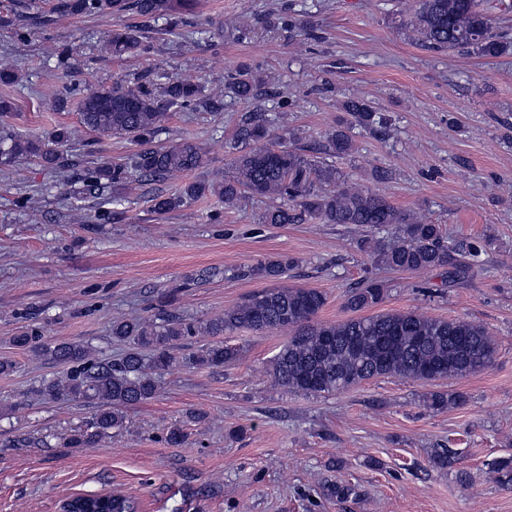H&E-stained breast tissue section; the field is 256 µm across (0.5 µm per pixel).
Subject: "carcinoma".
Segmentation results:
<instances>
[{"label": "carcinoma", "instance_id": "1", "mask_svg": "<svg viewBox=\"0 0 512 512\" xmlns=\"http://www.w3.org/2000/svg\"><path fill=\"white\" fill-rule=\"evenodd\" d=\"M416 9L407 21L413 39L438 52L473 53L495 58L512 50V35L494 26L490 6L483 0H415ZM191 0H61L60 12L71 15H100L133 11L148 19L164 18L170 27L183 23L191 10ZM102 42L114 56L146 49L142 32L117 26L103 32ZM259 77L241 70L231 75L235 97L252 101L260 93ZM199 87L174 78L155 95L143 86L116 82L100 91H87L80 102L83 124L99 133L122 135L140 149L130 164L104 163L83 173L87 191L104 196L112 187L128 186L144 180H165L175 173H189L204 162V148L183 139L157 147L154 138L169 112L198 99ZM349 121L340 122L326 134L321 153L332 158L354 151L351 129L360 127L384 135L389 118L375 111L361 97H349L343 104ZM274 117L252 112L238 127L232 141L225 143L235 153L231 174L220 183L190 182L170 196H156L159 212L177 209L207 194L224 198L233 207L253 198H269L280 204L267 208L264 224H300L308 216H318L326 224L355 226H401L399 239L390 244L373 239L360 242L372 263L397 271L419 272L448 268V277L464 274L465 265L456 258L458 249L448 245L440 225L409 210L392 205L379 192L352 183L326 162L309 159L298 149L260 146L269 135ZM72 132L59 128L52 144L22 139L0 131V167L12 169L22 158L39 156L58 164L56 145L68 142ZM256 147L241 150L242 144ZM296 258L287 254L266 257L247 267L246 274L273 285L247 295L224 315L188 321L160 309L150 317L112 322V339L128 345L116 362L99 357L88 343H47L30 332H21L11 342L30 348L55 363L71 364L62 376L44 378L30 389L39 400H67L88 403L96 411L86 425L70 435V448H89L111 436L123 424L122 408L153 399L159 390V375L175 361V350L194 336H210L213 341L190 355L195 365L220 369L237 361L239 350L224 343V334L241 329L255 332L286 331V341L271 360L273 382L293 393L332 394L347 391L370 379L394 376L411 380H436L464 376L487 369L496 354V345L480 324L458 319L429 317L415 311L366 315L364 311L381 304L386 285L368 279L346 295L345 306L355 316L341 323H324L318 315L327 296L317 288L279 286ZM464 401L460 394L436 392L426 400L429 410L438 411ZM496 482L512 486V456L492 461ZM327 495L338 501L359 497L356 487L329 484ZM67 512H137V501L126 495L105 492L68 497Z\"/></svg>", "mask_w": 512, "mask_h": 512}]
</instances>
